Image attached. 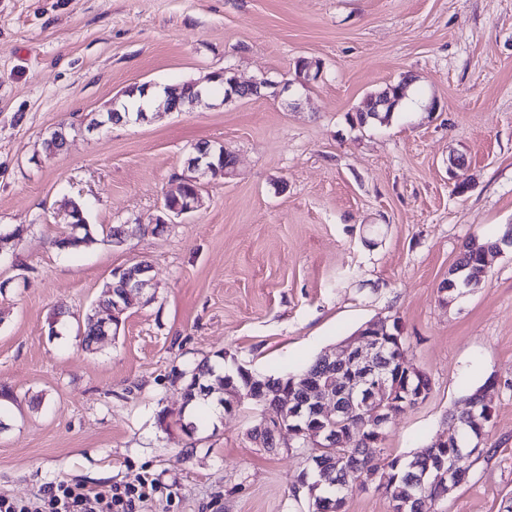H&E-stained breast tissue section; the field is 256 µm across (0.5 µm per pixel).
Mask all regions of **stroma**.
Listing matches in <instances>:
<instances>
[{"instance_id":"1","label":"stroma","mask_w":512,"mask_h":512,"mask_svg":"<svg viewBox=\"0 0 512 512\" xmlns=\"http://www.w3.org/2000/svg\"><path fill=\"white\" fill-rule=\"evenodd\" d=\"M301 59L324 77L293 97L209 95L103 135L83 124L135 84L227 67L292 81ZM406 76L390 121L359 124L356 107ZM60 126L67 144L46 154ZM204 142L236 158L233 176L205 178L194 215L155 232ZM72 199L95 230L129 222L132 236L59 251ZM17 226L0 243V497L141 480L145 512H308L290 494L302 456L248 437L261 410L213 396L194 416L173 374L222 350L294 372L396 318L431 391L393 418L375 463L445 435L492 377L487 451L460 459L466 479L436 510L512 502V247L479 288L438 293L469 238L512 228V0H0V227ZM143 260L152 302L82 349L78 321Z\"/></svg>"}]
</instances>
